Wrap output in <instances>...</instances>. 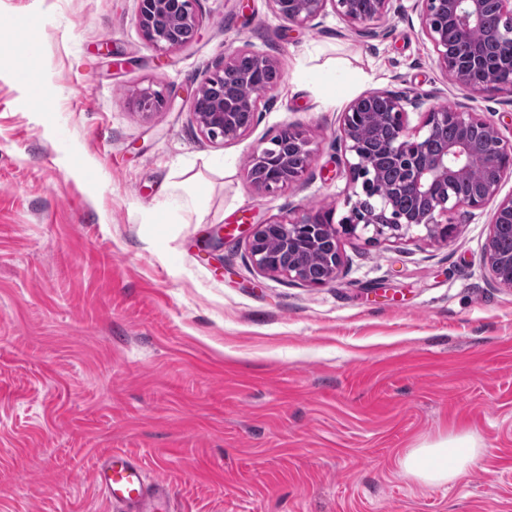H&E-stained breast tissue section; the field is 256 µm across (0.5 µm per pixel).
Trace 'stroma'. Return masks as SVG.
<instances>
[{
  "instance_id": "1",
  "label": "stroma",
  "mask_w": 512,
  "mask_h": 512,
  "mask_svg": "<svg viewBox=\"0 0 512 512\" xmlns=\"http://www.w3.org/2000/svg\"><path fill=\"white\" fill-rule=\"evenodd\" d=\"M414 0L360 34L268 0H197L185 48L144 37L138 0H0V512H118L96 461L121 451L169 512H512V290L483 248L495 204L453 234L342 237L313 287L256 268L255 225L347 213L341 115L377 90L464 104L512 134V95L438 68ZM273 56L280 82L242 139L198 131L192 93L224 54ZM167 103L143 113L144 89ZM313 159L289 188L247 178L286 124ZM201 173L200 224L150 222L174 169ZM487 452L453 483L403 453L448 433Z\"/></svg>"
}]
</instances>
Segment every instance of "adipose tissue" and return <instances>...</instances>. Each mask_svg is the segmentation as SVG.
<instances>
[{
  "label": "adipose tissue",
  "instance_id": "adipose-tissue-1",
  "mask_svg": "<svg viewBox=\"0 0 512 512\" xmlns=\"http://www.w3.org/2000/svg\"><path fill=\"white\" fill-rule=\"evenodd\" d=\"M200 175L173 179L166 199L152 212L175 217L182 224L202 223L209 212V198L200 188ZM470 435H446L409 449L401 459L403 470L428 484L452 482L483 455Z\"/></svg>",
  "mask_w": 512,
  "mask_h": 512
}]
</instances>
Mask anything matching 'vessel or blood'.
Instances as JSON below:
<instances>
[{
    "instance_id": "b4317fda",
    "label": "vessel or blood",
    "mask_w": 512,
    "mask_h": 512,
    "mask_svg": "<svg viewBox=\"0 0 512 512\" xmlns=\"http://www.w3.org/2000/svg\"><path fill=\"white\" fill-rule=\"evenodd\" d=\"M94 478L111 504L125 506L131 512H156L167 493L165 484L147 483L141 463L124 453L103 457L96 465Z\"/></svg>"
}]
</instances>
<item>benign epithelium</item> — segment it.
Returning <instances> with one entry per match:
<instances>
[{"label":"benign epithelium","mask_w":512,"mask_h":512,"mask_svg":"<svg viewBox=\"0 0 512 512\" xmlns=\"http://www.w3.org/2000/svg\"><path fill=\"white\" fill-rule=\"evenodd\" d=\"M197 0H139L138 24L145 38L160 51L187 46L173 37L175 29L197 31ZM281 19L298 26H311L327 8L360 33L385 35L380 21L396 11L395 0H268ZM420 8L422 31L432 43L437 64L467 93L487 90L512 94V0H497L496 14H488L486 0H415ZM457 23L455 42L448 43V18ZM248 57L252 70L239 83H251L256 74L278 71L273 58L239 49L222 57L215 71L194 94L192 114L208 139L229 143L244 137L252 127L261 99L246 97L236 85L224 84V74L234 71ZM420 110L421 125L408 128V109ZM453 124V138L444 135ZM339 141L349 154V210L334 222V209L304 208L286 222L258 224L252 232L250 255L263 271L285 275L308 286L336 281L344 266L340 247L343 236L369 241L400 239L423 229L422 239H447L453 227L442 222L448 212L467 207L481 209L497 197L502 181L512 173V140L504 138L490 120L463 106L448 107L431 102L428 95L398 96L373 91L355 98L342 113ZM299 152L312 158L309 140L294 125H284L270 139V146L251 155L250 181L265 189L297 183L306 172L290 164ZM387 161L399 177L385 189L371 171ZM512 222V196L496 207L485 246L490 277L500 287L512 288V252L498 245L502 223ZM277 234L282 249L277 255L263 247L265 238ZM324 254V275L315 278L307 269L305 255Z\"/></svg>","instance_id":"1"}]
</instances>
